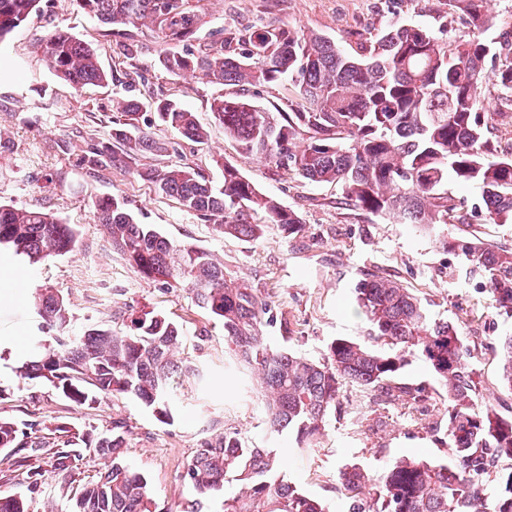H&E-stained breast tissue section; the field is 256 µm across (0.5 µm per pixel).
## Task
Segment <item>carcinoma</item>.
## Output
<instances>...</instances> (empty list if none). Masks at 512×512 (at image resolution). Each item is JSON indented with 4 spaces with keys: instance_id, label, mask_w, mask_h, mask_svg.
Wrapping results in <instances>:
<instances>
[{
    "instance_id": "carcinoma-1",
    "label": "carcinoma",
    "mask_w": 512,
    "mask_h": 512,
    "mask_svg": "<svg viewBox=\"0 0 512 512\" xmlns=\"http://www.w3.org/2000/svg\"><path fill=\"white\" fill-rule=\"evenodd\" d=\"M40 0H0V39L39 9ZM78 7L108 27H146L160 32L170 48L159 58L169 75L203 76L238 87L286 81L294 90L288 111L274 114L244 94L220 96L210 105L214 123L244 154L294 170L303 179L338 186L348 204L405 224L436 229L457 212L446 185L453 179L476 190L483 224H512V158L494 153L481 116L485 87L494 82L512 94V30L490 41L495 26L483 0H453L472 27L468 39L452 46L428 28L407 20L390 23L374 39L346 50L323 34L298 35L272 24L224 32L223 47L179 51L194 40L198 14L189 0H76ZM41 52L57 76L76 90L120 82L104 70L96 48L56 30ZM506 54L509 61L495 60ZM154 108L157 121L197 144L209 130L177 100L122 99L114 105L110 137L84 157L96 171L110 168L155 184L165 195L219 234L256 240L264 233L261 216L288 236L303 228L299 214L261 192L232 164L224 182L212 186L193 166L170 163L171 142L138 126L140 111ZM149 154L158 163L131 167ZM113 249L141 277L172 287L184 285L197 308L221 322L235 360L258 372L270 432L307 439L321 433L340 406L342 389L387 390L391 378L419 352L448 389V458L402 457L379 473L348 464L340 483L354 492L373 491L370 504L352 512H512V472L498 475L512 459V418L493 405L474 411L477 383L472 354L456 323L429 318L421 301L392 279L359 280L357 300L368 335L384 342L374 350L337 338L324 357L312 360L271 347L263 327L274 322L271 306L247 285L224 278V263L200 248L172 242L150 224H139L124 200L112 196L95 206ZM438 243L461 252L479 270L498 308L512 314V249L474 234L442 236ZM0 245L35 265L73 252L77 230L41 209L0 204ZM50 344L34 347L19 367L24 378L39 379L77 405L100 397L134 396L161 418L182 377H198L197 366L177 361L180 326L154 310L130 319L126 331L93 326L66 334L72 312L65 296L51 288L37 294ZM503 382L512 390V336L500 345ZM67 440L56 452L60 472L72 468L80 443ZM122 424L95 439L112 456V467L87 483L70 512H152L147 478L121 458ZM21 445L13 423L0 422V450ZM183 478L207 496L233 480L238 492L224 498V512H329L321 501L288 481L274 448H258L237 434L204 443ZM0 512H30L25 496L0 495Z\"/></svg>"
}]
</instances>
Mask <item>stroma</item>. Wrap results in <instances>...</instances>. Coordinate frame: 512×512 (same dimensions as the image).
<instances>
[{"label": "stroma", "instance_id": "1", "mask_svg": "<svg viewBox=\"0 0 512 512\" xmlns=\"http://www.w3.org/2000/svg\"><path fill=\"white\" fill-rule=\"evenodd\" d=\"M201 22L192 48H220L225 31L273 23L297 33H321L341 47L377 37L395 17L431 29L443 43L468 38L469 20L448 0H190ZM66 30L92 42L102 66L127 73L131 89L90 86L77 91L58 78L38 51L49 33ZM97 18L74 0H41L40 8L0 40V202L41 208L76 225L75 252L31 266L0 250V420L15 423L23 444L0 452V491L30 494L31 512H66L71 498L112 464L95 449L81 451L67 478L54 472L55 453L66 434L110 433L124 425V463L145 475L152 512H224L236 483L199 497L184 480L188 462L205 441L239 434L262 448L277 449L291 483L321 500L330 512L352 503L340 483L344 464L379 471L405 455L447 456L448 395L420 354L397 377L391 395L348 390L336 415L314 440L271 435L255 379L228 368L224 329L197 310L184 287L142 278L113 249L94 220L95 203L124 198L140 223L165 237L214 254L224 275L255 288L276 323L265 326L268 342L310 358L323 357L336 338L371 344L356 311V283L365 277L397 280L425 305L430 318L455 322L474 356L479 398L512 415V390L501 382L498 341L512 336V318L496 309L480 272L463 255L444 250L433 232L402 224L341 202L338 188L308 182L294 171L239 153L214 124L210 104L232 94L229 85L174 78L158 64L166 43L161 33L130 29L108 37ZM142 99L177 98L210 137L201 145L144 119L150 131L172 142L171 161L189 163L206 179L221 183L225 163L234 164L265 194L297 211L301 235L291 238L269 225L257 240L215 232L208 222L181 208L174 198L131 175L93 172L83 163L92 143L106 138L113 102L124 92ZM486 135L498 153H512V102L488 85ZM69 300L72 328H121L132 313L156 310L180 323L182 359L204 369L206 380H185L171 404L172 417L158 419L132 396L101 398L79 406L59 391L16 372L37 340L42 319L34 304L41 289ZM418 398H411L412 390ZM39 484H32V477Z\"/></svg>", "mask_w": 512, "mask_h": 512}]
</instances>
